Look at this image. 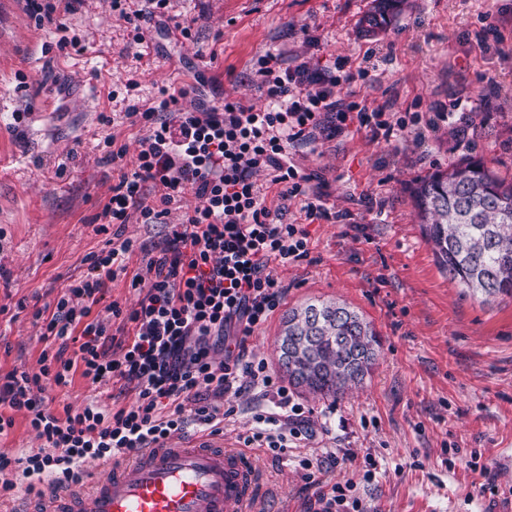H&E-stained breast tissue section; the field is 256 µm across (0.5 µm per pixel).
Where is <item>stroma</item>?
I'll return each instance as SVG.
<instances>
[{"label": "stroma", "mask_w": 512, "mask_h": 512, "mask_svg": "<svg viewBox=\"0 0 512 512\" xmlns=\"http://www.w3.org/2000/svg\"><path fill=\"white\" fill-rule=\"evenodd\" d=\"M371 0H170L168 14L191 38L160 30L135 42L112 0H77L59 13L63 33L39 29L27 0H0V373L38 370L46 347L35 307H55L64 289L88 273L86 257L128 240L126 269L107 284L105 302L135 307L131 286L147 276L193 190L161 223L133 210L124 224L99 232L98 215L121 175L130 172L148 134L130 125V108L151 106L159 88L209 79L222 100L262 108L257 74L267 54L279 67L331 68L338 96L386 116L447 110L458 118L410 126L395 137L356 123L326 127L315 147L295 148L293 163L310 175L326 218L306 219L299 199L283 198L266 171L254 179L285 224L307 233L309 253L273 259L269 270L287 289L280 306L247 341L278 368L275 344L289 309L310 299L338 300L371 322L381 350L363 386L338 398L299 394L309 408L306 438L281 456L252 448L262 473L256 512H309L320 484L353 482L373 512H512V299L489 302L463 292L440 270L418 224L408 188L418 177L470 157L512 177V0H409L377 36L361 31ZM78 49H59V36ZM368 74L358 78V67ZM136 89H128V80ZM124 150L109 158L111 146ZM58 417L90 404L132 406L123 382L42 383ZM235 415L214 434L238 448L250 433L255 392L226 396ZM325 448L353 460L324 461L316 482L300 462ZM495 477L497 495L480 489L471 450ZM374 458L376 469L366 460Z\"/></svg>", "instance_id": "obj_1"}]
</instances>
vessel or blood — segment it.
I'll return each mask as SVG.
<instances>
[{"instance_id": "vessel-or-blood-1", "label": "vessel or blood", "mask_w": 512, "mask_h": 512, "mask_svg": "<svg viewBox=\"0 0 512 512\" xmlns=\"http://www.w3.org/2000/svg\"><path fill=\"white\" fill-rule=\"evenodd\" d=\"M259 469L198 438L112 464L90 493L59 495L49 512H249Z\"/></svg>"}]
</instances>
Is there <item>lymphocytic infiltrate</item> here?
I'll use <instances>...</instances> for the list:
<instances>
[{
	"mask_svg": "<svg viewBox=\"0 0 512 512\" xmlns=\"http://www.w3.org/2000/svg\"><path fill=\"white\" fill-rule=\"evenodd\" d=\"M273 60L266 55L258 70L269 100L266 109L237 102L181 109L180 99L198 94L204 85L200 72L193 83L161 88L147 109L127 112L131 124L147 126L149 134L134 171L113 186L102 218L126 223L134 207L144 223H158L166 206L180 202L188 187L198 203L186 211L159 256L149 260V281L134 277V284L147 286L137 307L125 311L119 303L108 305L113 317L131 325L130 335L116 337L90 317L106 281L125 269L132 248L128 240L91 256L87 276L65 288L53 313L34 311L49 347L39 371L16 368L0 375V437L12 429L14 413L21 412L45 446L15 458L0 456V488L11 489L7 476L15 472L28 492L43 485L64 491L81 482L85 458L116 461L163 447L184 430L183 402L192 396L260 391L273 409L255 414L256 430L242 439L247 448L257 444L279 454L287 450L289 438L307 431L304 406L266 361L247 349L249 337L285 295L267 270L269 260L285 263L308 255L306 231L279 223L278 211L267 206L253 175L270 171L282 196L301 200L307 219L325 218L320 195L307 187L309 175L288 157L289 145L315 140L323 112L334 113L341 127L374 124L387 138L405 123L373 119L358 103L337 99L338 81L329 70L277 71ZM147 183L159 189L158 205L144 201ZM77 372L95 385L123 381L136 390V404L112 412L89 405L58 417L34 391L49 378L69 385Z\"/></svg>",
	"mask_w": 512,
	"mask_h": 512,
	"instance_id": "obj_1",
	"label": "lymphocytic infiltrate"
}]
</instances>
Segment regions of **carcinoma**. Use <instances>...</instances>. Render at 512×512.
<instances>
[{"label":"carcinoma","instance_id":"obj_1","mask_svg":"<svg viewBox=\"0 0 512 512\" xmlns=\"http://www.w3.org/2000/svg\"><path fill=\"white\" fill-rule=\"evenodd\" d=\"M407 0H373L362 31L386 30ZM415 216L439 267L461 287L512 297V178L465 158L410 187ZM380 337L346 303L312 301L288 312L278 339L288 383L337 397L364 383L376 365Z\"/></svg>","mask_w":512,"mask_h":512}]
</instances>
